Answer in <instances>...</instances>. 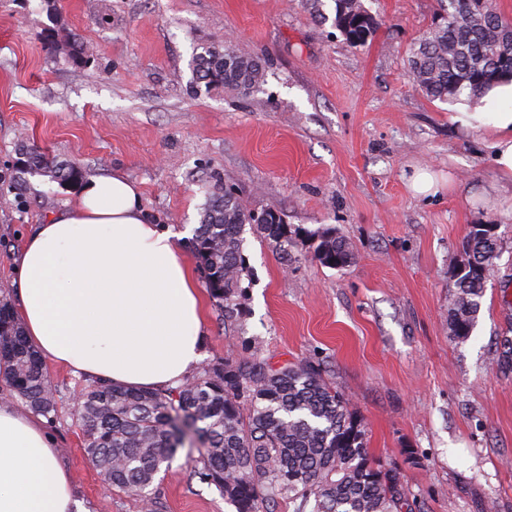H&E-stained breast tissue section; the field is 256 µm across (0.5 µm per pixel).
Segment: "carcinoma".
<instances>
[{"label":"carcinoma","mask_w":512,"mask_h":512,"mask_svg":"<svg viewBox=\"0 0 512 512\" xmlns=\"http://www.w3.org/2000/svg\"><path fill=\"white\" fill-rule=\"evenodd\" d=\"M315 18L333 20L354 46L377 30L376 18L361 0H308ZM445 22L435 26L410 51L409 72L416 86L433 100L454 102L465 93L481 95L493 80L512 76V21L484 0H439ZM71 47L47 35V47L64 51L76 63L87 49L69 36ZM196 83L228 91L264 82L265 63L238 54L231 45L217 51L200 45L193 57ZM27 172L76 184L81 169L49 158L36 147L22 150ZM257 231L277 244H293L290 225L268 212ZM254 222L231 190L211 195L201 224L184 241L198 259L210 296L236 319V297L247 272L243 232ZM314 258L322 265L349 266V243L330 230L318 234ZM499 235L474 224L463 246L468 271L453 280L455 299L448 329L464 340L474 329L486 292L490 267L498 257ZM0 360L8 363V381L35 413L53 419L56 389L41 358L28 344L11 304L0 299ZM72 417L85 433L84 451L105 484L128 496L151 497L163 464L185 441L197 447L194 474L217 487L237 512H261L277 498L296 504L295 512H403L408 490L401 478L382 468L368 452L367 430L350 402L308 361L272 366L253 354L206 365L176 388L130 390L94 380L73 403Z\"/></svg>","instance_id":"obj_1"}]
</instances>
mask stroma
Listing matches in <instances>:
<instances>
[{
	"instance_id": "stroma-1",
	"label": "stroma",
	"mask_w": 512,
	"mask_h": 512,
	"mask_svg": "<svg viewBox=\"0 0 512 512\" xmlns=\"http://www.w3.org/2000/svg\"><path fill=\"white\" fill-rule=\"evenodd\" d=\"M380 24L353 47L304 0H0V297L14 300V259L32 225L64 210L77 188L21 172L22 146L77 163L84 177L120 171L148 214L192 237L210 194L274 210L299 235L288 253L245 228L243 314L225 324L205 298L204 364L252 354L307 360L347 398L372 457L404 481L411 512H512V183L492 167L487 138L451 120L409 77L415 42L437 0H363ZM59 23L91 53L86 64L47 51ZM231 44L265 61L248 96L191 91L197 46ZM452 174L415 197L417 169ZM500 203L487 208L483 192ZM475 224L499 227L477 325L453 339L451 274ZM330 229L354 260H315ZM58 413L45 426L82 512H142L105 488L71 416L88 383L46 364ZM178 449L154 483L155 512H236L192 474Z\"/></svg>"
}]
</instances>
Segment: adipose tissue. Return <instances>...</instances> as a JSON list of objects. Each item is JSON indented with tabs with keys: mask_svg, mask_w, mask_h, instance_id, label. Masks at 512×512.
Instances as JSON below:
<instances>
[{
	"mask_svg": "<svg viewBox=\"0 0 512 512\" xmlns=\"http://www.w3.org/2000/svg\"><path fill=\"white\" fill-rule=\"evenodd\" d=\"M453 122L486 132L491 163L512 179V78ZM170 228L152 223L120 173L92 177L35 225L15 260L16 314L43 359L132 389L178 386L200 365L203 306ZM69 472L42 419L0 402V512H73Z\"/></svg>",
	"mask_w": 512,
	"mask_h": 512,
	"instance_id": "ef3b65f1",
	"label": "adipose tissue"
}]
</instances>
